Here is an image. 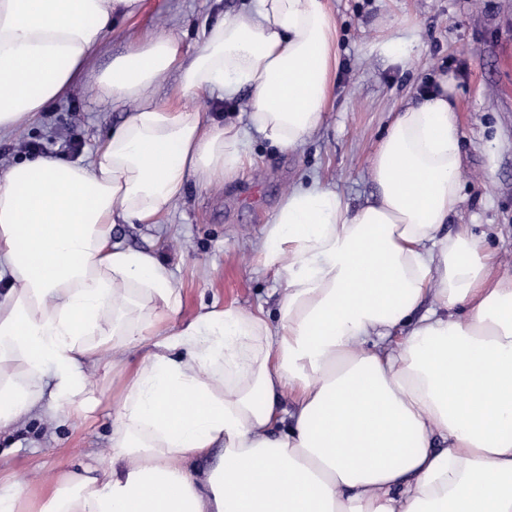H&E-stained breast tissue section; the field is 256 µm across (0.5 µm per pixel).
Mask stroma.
Returning a JSON list of instances; mask_svg holds the SVG:
<instances>
[{
    "mask_svg": "<svg viewBox=\"0 0 512 512\" xmlns=\"http://www.w3.org/2000/svg\"><path fill=\"white\" fill-rule=\"evenodd\" d=\"M249 0H141L119 19L118 33L93 61L103 71L129 37L150 31L199 41L204 24L243 9ZM339 34V67L325 121L305 145L282 151L259 138L247 148L256 163L224 186L189 183L184 199L158 224H118L113 238L151 248L175 271L182 307L177 323L193 320L202 305L276 310L277 280L256 272L251 241L258 238L282 196L313 177L335 185L351 206L375 188L369 160L401 105L427 85L447 80L461 129V207L457 223L497 251L498 269L512 274V0H331ZM412 39L410 59L374 45L387 34ZM131 109L103 101L88 81L28 126L0 136V171L24 156L22 142L76 134L85 151L122 124ZM108 418L60 426L32 417L15 433L16 467L72 468L103 461Z\"/></svg>",
    "mask_w": 512,
    "mask_h": 512,
    "instance_id": "obj_1",
    "label": "stroma"
}]
</instances>
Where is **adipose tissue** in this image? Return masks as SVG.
<instances>
[{
	"instance_id": "1",
	"label": "adipose tissue",
	"mask_w": 512,
	"mask_h": 512,
	"mask_svg": "<svg viewBox=\"0 0 512 512\" xmlns=\"http://www.w3.org/2000/svg\"><path fill=\"white\" fill-rule=\"evenodd\" d=\"M137 3L0 0V134L90 76L135 104L87 160L0 173V434L38 407L86 423L92 375L118 384L107 464L27 478L0 454V512H512V275L469 225L441 232L460 204L447 85L388 127L376 200L350 209L317 178L282 198L254 245L278 325L230 307L175 328L173 270L114 224L234 181L252 134L299 147L332 99L338 29L329 0H253L196 48L149 33L93 73ZM243 89V124L186 104Z\"/></svg>"
}]
</instances>
